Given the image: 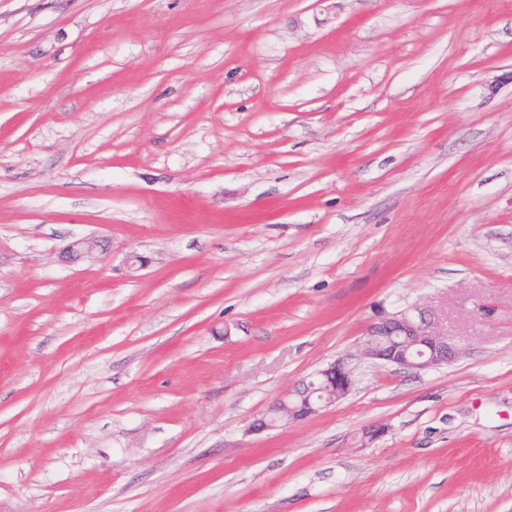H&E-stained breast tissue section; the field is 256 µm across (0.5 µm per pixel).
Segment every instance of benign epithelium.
Listing matches in <instances>:
<instances>
[{
    "label": "benign epithelium",
    "mask_w": 512,
    "mask_h": 512,
    "mask_svg": "<svg viewBox=\"0 0 512 512\" xmlns=\"http://www.w3.org/2000/svg\"><path fill=\"white\" fill-rule=\"evenodd\" d=\"M105 250L97 237L79 239L63 251V258L76 263ZM462 354L461 348L448 337L440 319H427L400 313L371 321L364 333L359 356L403 369H428L450 364ZM353 385L349 362L339 360L311 377L299 381L278 399L266 416L256 420V431L291 425L309 419L322 408L344 398Z\"/></svg>",
    "instance_id": "benign-epithelium-1"
}]
</instances>
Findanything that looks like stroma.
<instances>
[{"label": "stroma", "instance_id": "obj_1", "mask_svg": "<svg viewBox=\"0 0 512 512\" xmlns=\"http://www.w3.org/2000/svg\"><path fill=\"white\" fill-rule=\"evenodd\" d=\"M0 512H512V0H0ZM97 250L101 252L106 250L103 240L97 237H87L69 244L64 249L62 257L66 262L76 263L86 258H92ZM461 354L443 319L400 313L371 321L358 355L403 369H428L450 364ZM319 380L326 391V397H315L319 392H311L310 381ZM353 385V370L348 360L331 363L311 377L302 379L278 399L268 410L266 416L257 419L252 428L256 431L282 425H291L309 419L322 408L331 406L344 398ZM293 396L301 397V404L290 401ZM281 424V425H278Z\"/></svg>", "mask_w": 512, "mask_h": 512}]
</instances>
